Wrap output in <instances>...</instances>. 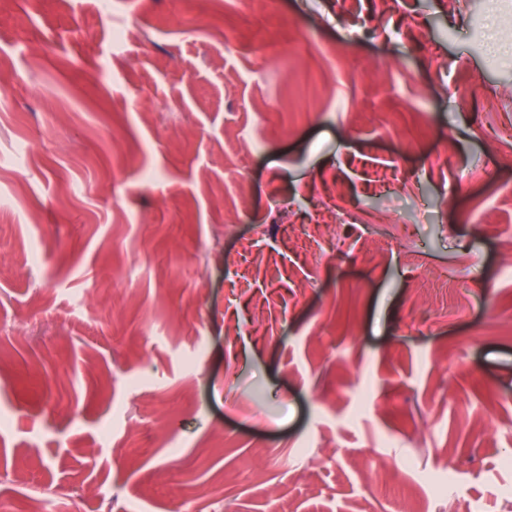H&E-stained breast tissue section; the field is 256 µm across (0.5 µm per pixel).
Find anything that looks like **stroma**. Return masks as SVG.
Returning <instances> with one entry per match:
<instances>
[{
    "label": "stroma",
    "mask_w": 512,
    "mask_h": 512,
    "mask_svg": "<svg viewBox=\"0 0 512 512\" xmlns=\"http://www.w3.org/2000/svg\"><path fill=\"white\" fill-rule=\"evenodd\" d=\"M0 88V474L512 512V0H0Z\"/></svg>",
    "instance_id": "35a3bbf8"
}]
</instances>
